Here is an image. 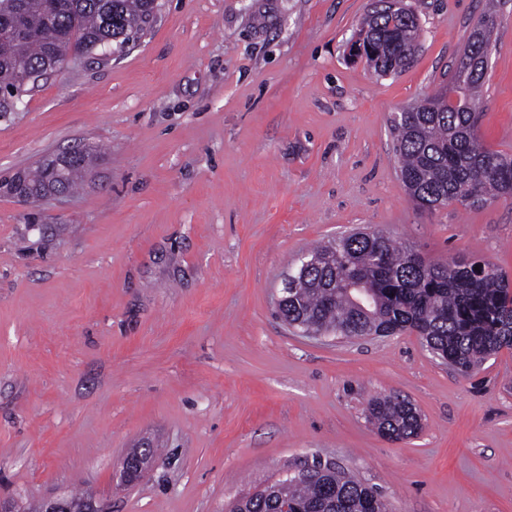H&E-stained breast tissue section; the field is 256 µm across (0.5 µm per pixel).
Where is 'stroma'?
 <instances>
[{
    "instance_id": "1",
    "label": "stroma",
    "mask_w": 512,
    "mask_h": 512,
    "mask_svg": "<svg viewBox=\"0 0 512 512\" xmlns=\"http://www.w3.org/2000/svg\"><path fill=\"white\" fill-rule=\"evenodd\" d=\"M374 2L157 0L124 52L82 54L0 118V498L224 512L317 459L392 512H512V348L465 376L416 333L317 340L276 312L300 255L356 228L512 276V201L417 210L389 131L494 7L480 132L512 153V0H406L420 45L388 76L350 54ZM73 148L92 163L68 197L5 190ZM383 395L415 406L416 438L368 421Z\"/></svg>"
}]
</instances>
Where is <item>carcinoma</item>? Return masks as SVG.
<instances>
[{
    "mask_svg": "<svg viewBox=\"0 0 512 512\" xmlns=\"http://www.w3.org/2000/svg\"><path fill=\"white\" fill-rule=\"evenodd\" d=\"M20 37L0 17V116L13 110L18 78L62 67L74 47L86 52L121 47L153 20L155 0H21ZM496 11L478 20L450 70L449 87L422 96L390 120L399 176L410 202L433 211L448 203L482 208L492 199L512 200V154L489 148L479 134V96L487 75ZM421 27L404 0H376L359 30L358 51L381 75L401 73L419 45ZM90 152L43 162L21 183L35 203L60 187L73 190ZM416 252L379 229L355 232L303 254L288 303L278 310L288 325L307 333L391 336L409 330L441 360L469 373L512 348V284L506 272L483 259L418 263ZM367 418L392 439L416 436L421 416L397 396L375 397ZM321 474L288 482L276 495H243L228 512H388L382 495L319 461Z\"/></svg>",
    "mask_w": 512,
    "mask_h": 512,
    "instance_id": "1",
    "label": "carcinoma"
}]
</instances>
